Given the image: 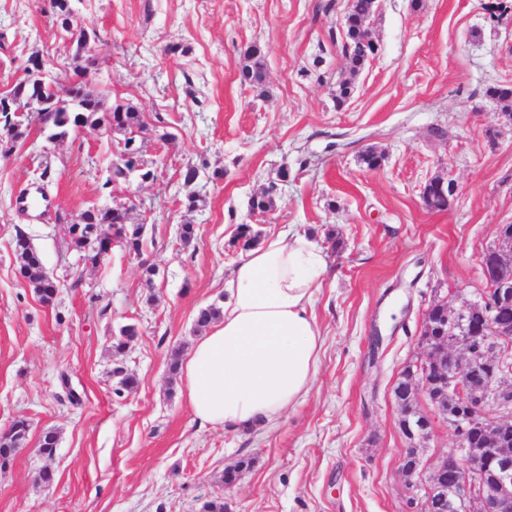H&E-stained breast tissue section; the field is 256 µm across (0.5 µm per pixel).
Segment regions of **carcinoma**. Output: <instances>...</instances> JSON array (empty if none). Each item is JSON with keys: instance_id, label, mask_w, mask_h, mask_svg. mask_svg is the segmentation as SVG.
I'll return each instance as SVG.
<instances>
[{"instance_id": "carcinoma-1", "label": "carcinoma", "mask_w": 512, "mask_h": 512, "mask_svg": "<svg viewBox=\"0 0 512 512\" xmlns=\"http://www.w3.org/2000/svg\"><path fill=\"white\" fill-rule=\"evenodd\" d=\"M376 0H348L342 27L341 52L345 57L350 77L341 80L336 85V106L346 104L354 92L352 78L364 67L371 52L365 50L366 43L371 37L367 22L374 12ZM240 69V78L243 82L258 89L259 94H266L265 72L266 61L262 49L257 45L248 46L243 54ZM58 83L50 79L43 87L45 99L53 101L52 109L37 113V121L42 131L52 139H64L75 128L91 124H109L112 130L126 135L124 140L129 159L125 167L112 168V185L118 186L125 180L124 168L140 165L139 155L141 146L137 144L136 136L146 130L145 112L131 105H115L106 107V97L88 88L84 89L80 100L76 104H61L57 94ZM0 123L4 124L7 133L0 136V148L11 150V145L24 134L23 125L13 124L9 121V114L0 99ZM275 203L273 187L268 186L264 191L251 199L250 209L255 213L269 212ZM112 220L123 240L128 253L139 254L143 249L142 224L129 222V209L123 205L112 208L108 214L101 210L85 211L80 215V222L69 224L65 234L75 248L84 250L98 242L107 220ZM261 235L250 224H240L237 227L233 243L241 249L247 250L260 243ZM14 258L20 275L34 288L36 295L44 303L51 302L56 293V283L46 272L40 256L31 246L25 234L16 236ZM222 315V308L210 305L199 311L196 323L200 327H207ZM138 335L134 325H126L120 330V338L112 342V350L121 355L125 352L131 341ZM29 430L25 419H17L9 430L0 436V468L10 465L16 454L17 441L22 439Z\"/></svg>"}]
</instances>
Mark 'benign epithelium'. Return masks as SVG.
I'll return each instance as SVG.
<instances>
[{"mask_svg": "<svg viewBox=\"0 0 512 512\" xmlns=\"http://www.w3.org/2000/svg\"><path fill=\"white\" fill-rule=\"evenodd\" d=\"M50 76L47 61L26 66V79L40 81ZM482 274L485 288L471 303L482 310L485 328L477 332L464 324L468 305L455 308L442 300L431 304L423 328L433 329L436 320L445 321L440 336L426 345L421 358L408 363L404 377L411 382L414 396L423 393L437 404L443 396L455 401L456 417L448 422L456 448L438 460L428 480H422L420 449L403 448L400 474L408 486L421 488L415 496V512H434L435 497L448 493L452 502L469 505V512H512V327L491 316L512 308V229L498 228L494 246L484 252ZM399 431L403 438L428 437L430 421L400 412ZM479 430L490 445V461L475 459L467 448L468 430ZM447 468L459 472L452 490L434 480Z\"/></svg>", "mask_w": 512, "mask_h": 512, "instance_id": "1", "label": "benign epithelium"}]
</instances>
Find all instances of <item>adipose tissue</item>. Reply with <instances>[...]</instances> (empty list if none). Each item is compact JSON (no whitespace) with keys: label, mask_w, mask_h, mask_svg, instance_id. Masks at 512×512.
<instances>
[{"label":"adipose tissue","mask_w":512,"mask_h":512,"mask_svg":"<svg viewBox=\"0 0 512 512\" xmlns=\"http://www.w3.org/2000/svg\"><path fill=\"white\" fill-rule=\"evenodd\" d=\"M326 271L318 245L288 232L267 236L237 263L222 318L181 366L194 422L227 432L271 428L307 398L323 346L312 306Z\"/></svg>","instance_id":"obj_1"}]
</instances>
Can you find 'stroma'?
I'll use <instances>...</instances> for the list:
<instances>
[{"mask_svg":"<svg viewBox=\"0 0 512 512\" xmlns=\"http://www.w3.org/2000/svg\"><path fill=\"white\" fill-rule=\"evenodd\" d=\"M326 2L72 0L96 34L79 49L61 36L51 0H0V85L22 78L33 55L62 77L87 69L108 103L145 112L140 159L155 174L105 187L118 131L50 147L33 123L16 149L0 151V432L20 417L30 426L0 469V512H198L215 496L224 512H405L393 386L423 350L428 306H459L482 288L483 254L498 225L512 224V117L486 94L512 87V19L491 22L490 0H376L378 51L340 107L333 93L346 61L330 34L346 0ZM252 44L265 54L263 96L239 79ZM367 150L382 154L377 169L363 164ZM189 166L200 175L188 186ZM434 178L456 187L443 211L422 200ZM273 182L274 210L252 214L251 197ZM42 187L47 207L18 205ZM190 190L204 200L191 212ZM129 197L145 227L141 254L116 247L85 263L64 221ZM186 223L196 227L188 245ZM240 224L306 234L327 261L315 385L276 427L246 434L198 428L168 368L171 351L188 353L200 336L198 311L223 305L243 255L232 244ZM20 232L57 284L50 303L18 272ZM129 324L138 336L113 356ZM118 367L139 381L120 396ZM66 378L80 403L64 400ZM418 407L432 421L430 465L455 436L426 398ZM48 430L59 437L49 458L38 452ZM243 461L249 469L225 486V471ZM45 469L56 474L49 487Z\"/></svg>","mask_w":512,"mask_h":512,"instance_id":"stroma-1","label":"stroma"}]
</instances>
